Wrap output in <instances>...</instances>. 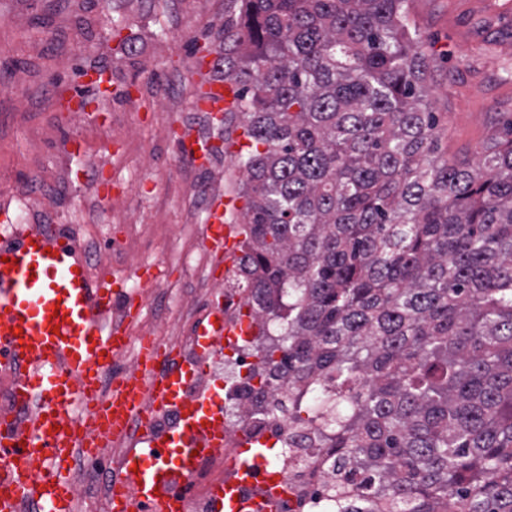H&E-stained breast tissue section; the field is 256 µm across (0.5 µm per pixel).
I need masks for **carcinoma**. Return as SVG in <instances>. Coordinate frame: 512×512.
<instances>
[{
  "label": "carcinoma",
  "mask_w": 512,
  "mask_h": 512,
  "mask_svg": "<svg viewBox=\"0 0 512 512\" xmlns=\"http://www.w3.org/2000/svg\"><path fill=\"white\" fill-rule=\"evenodd\" d=\"M406 3L226 0L250 412L327 449L338 507L512 512V119L448 161Z\"/></svg>",
  "instance_id": "cac0c4a2"
}]
</instances>
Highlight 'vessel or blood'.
<instances>
[{"instance_id":"vessel-or-blood-1","label":"vessel or blood","mask_w":512,"mask_h":512,"mask_svg":"<svg viewBox=\"0 0 512 512\" xmlns=\"http://www.w3.org/2000/svg\"><path fill=\"white\" fill-rule=\"evenodd\" d=\"M230 85L214 82L204 103L223 111ZM0 194V371L12 373L0 409V512H75L76 461L126 450L108 482L112 512H188L200 456L224 446V402L210 358L228 336L251 332L249 317L224 323L223 308L198 324L190 349L133 337L148 267L132 277L91 280L71 225L17 224ZM224 202L208 209L213 250L232 255ZM134 353V370L113 372Z\"/></svg>"}]
</instances>
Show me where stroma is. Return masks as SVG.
Returning a JSON list of instances; mask_svg holds the SVG:
<instances>
[{
    "instance_id": "1",
    "label": "stroma",
    "mask_w": 512,
    "mask_h": 512,
    "mask_svg": "<svg viewBox=\"0 0 512 512\" xmlns=\"http://www.w3.org/2000/svg\"><path fill=\"white\" fill-rule=\"evenodd\" d=\"M409 16L436 66L429 99L449 158L474 161L512 116V0H409ZM112 75L106 112H66L56 84L81 86L83 68ZM224 78V0H0V191L23 205L16 223L70 224L91 278L150 265L134 336L189 335L197 316L224 297V266L208 249L214 196L229 197L224 124L190 108L201 83ZM208 140L207 163L180 151ZM87 146L89 166L68 153ZM109 180L96 202L82 181ZM100 472L79 477L80 512H109Z\"/></svg>"
}]
</instances>
